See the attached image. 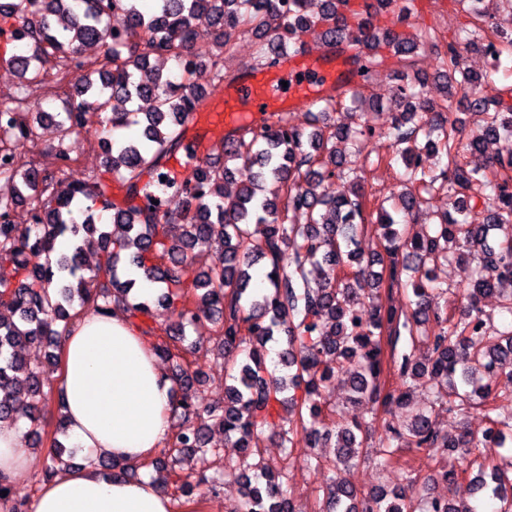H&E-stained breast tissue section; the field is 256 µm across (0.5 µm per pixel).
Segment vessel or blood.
<instances>
[{
	"label": "vessel or blood",
	"instance_id": "1",
	"mask_svg": "<svg viewBox=\"0 0 512 512\" xmlns=\"http://www.w3.org/2000/svg\"><path fill=\"white\" fill-rule=\"evenodd\" d=\"M330 55L327 49L315 56L304 48L283 55L282 72L296 78L286 98L288 110L317 103L328 88L344 80L343 71L328 70ZM274 83V78L255 76L225 89L218 100V108L210 115L211 122L233 129L257 126L273 109Z\"/></svg>",
	"mask_w": 512,
	"mask_h": 512
}]
</instances>
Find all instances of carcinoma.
I'll return each instance as SVG.
<instances>
[{
    "mask_svg": "<svg viewBox=\"0 0 512 512\" xmlns=\"http://www.w3.org/2000/svg\"><path fill=\"white\" fill-rule=\"evenodd\" d=\"M0 0V38L16 45L9 62L22 77L12 103L0 105V180L12 184L0 195V420L25 417L29 432L42 442L40 402L46 397L48 375L58 369V354L46 356L47 366L27 361L26 346L48 341L56 347L77 316L75 302L102 313L119 307L132 318L150 315L148 300L131 294L132 278L121 279L117 264L128 257L129 266L142 268L161 284L160 298L173 320L163 339L154 343L159 359L173 363L171 380L177 403L173 415L181 423L164 444L162 456L131 467L104 457L98 461L105 475L134 477L141 468L166 470L181 495L215 491L227 475L243 486L234 512H296L285 474L273 470L261 456L264 432L274 417L275 405H293L281 418L280 443L292 447L299 434L313 448L333 445V457L316 456L315 470L326 475L329 512H413V492L380 491L363 496L333 472L351 466L364 447L363 426L331 418L333 408L325 395L335 370L349 376L352 400L366 405L372 421L382 422L384 435L377 465L399 463L410 449L433 457L457 448L476 456L502 448L512 437V394H496L481 387L480 406L487 427L476 436L462 430L454 439L441 434L433 413L418 412L404 424L382 417L402 406L411 389H427L433 404L450 409L470 404L458 383L470 384L481 373L492 379H512V322L497 328L478 306L484 296L500 299L512 314V105L502 97L476 91L482 77L463 66L461 50L491 55L500 62L504 48H512V0L489 14L484 0H455L477 23L461 38L444 45L441 67L447 85L439 103L424 99L428 79L419 67V51L439 48L435 33L406 36L402 27L411 15L406 0H375L392 15L391 26L372 30L365 14L351 0ZM212 29L218 47L215 58L204 62L192 52L199 25ZM323 26L327 45L341 48L351 64L350 74L367 81L371 73L393 59L400 81L396 98L404 104L394 116L389 135L404 167L405 186L392 209L371 201L358 187V168L340 145L373 137L363 106L371 101L362 86L353 85L321 100L316 125L309 132L294 127L282 116L269 124L247 129L213 146L210 156L197 159L184 143L186 125L208 92L193 75L210 69L224 76V55L231 34L239 31L257 45V65L278 64L277 47L295 43L315 27ZM89 45L102 47V57L88 62L81 56ZM154 60L174 61L178 70H164ZM71 74L64 108L47 112L28 100L29 86L42 81L49 65ZM148 100L150 109L133 105ZM350 102L359 121L337 126L329 114ZM486 115L484 125L464 141L458 120L461 110ZM112 113L110 134L99 139L105 171L126 187L127 199L112 200L100 180L67 183L59 173L74 158L71 145L89 128L97 113ZM51 126L58 144V173L47 172L22 160L19 142ZM131 134L115 131L131 128ZM501 148L483 167H473L467 155L482 154L487 145ZM184 150L196 161V181L178 180L169 162ZM442 153L444 168L433 172L422 164L425 153ZM337 178L344 184L338 196L318 194L315 186ZM238 189L224 194V183ZM454 199V211L438 212L433 231L409 235L395 216H411L429 203L436 191ZM182 198L179 218L182 237L169 238L167 214L153 200L167 192ZM92 201L84 205L83 199ZM482 202L484 224H469V208ZM25 204L31 223L12 220ZM112 213L116 234L95 219V212ZM374 216L377 249L366 257L359 251V236ZM265 225L260 237L249 225ZM98 235L100 257L96 272L82 273V239ZM67 238L72 248L56 253V241ZM217 246L221 256L198 271L193 264L205 248ZM266 261L268 286L252 287L251 269ZM476 262L471 287L460 316L446 313L441 292L434 286L439 264ZM389 262L388 283L375 265ZM336 267V281L323 277L324 266ZM101 275L106 281L94 284ZM409 287L400 306L383 304L381 289ZM57 289H51V286ZM215 328L218 346L225 353L241 351L246 361L232 360L224 378V401L206 407L196 404L194 384L199 368L186 358V327L201 319ZM427 352L415 358L414 348H398L401 339L416 343L419 328ZM285 335L286 348L278 365L263 369V350ZM398 380L385 387L384 373ZM218 427L232 446L240 449L236 461L191 482L178 473L182 459L207 445L210 430ZM66 416L54 427V452L47 457L44 477L49 479L76 465V454L59 440L66 435ZM479 487L491 488L499 502L494 512H512V478L480 471ZM0 505L21 512L12 504L15 482L0 475ZM427 512H477L439 497L428 500Z\"/></svg>",
    "mask_w": 512,
    "mask_h": 512,
    "instance_id": "1",
    "label": "carcinoma"
}]
</instances>
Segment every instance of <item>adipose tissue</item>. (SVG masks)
I'll list each match as a JSON object with an SVG mask.
<instances>
[{"instance_id": "obj_1", "label": "adipose tissue", "mask_w": 512, "mask_h": 512, "mask_svg": "<svg viewBox=\"0 0 512 512\" xmlns=\"http://www.w3.org/2000/svg\"><path fill=\"white\" fill-rule=\"evenodd\" d=\"M58 356L68 441L86 460L43 482L31 512H173L151 478H114L92 463L104 455L137 464L172 431V382L150 339L128 314L90 309L74 320ZM28 469L22 427L0 422V471L20 481Z\"/></svg>"}]
</instances>
